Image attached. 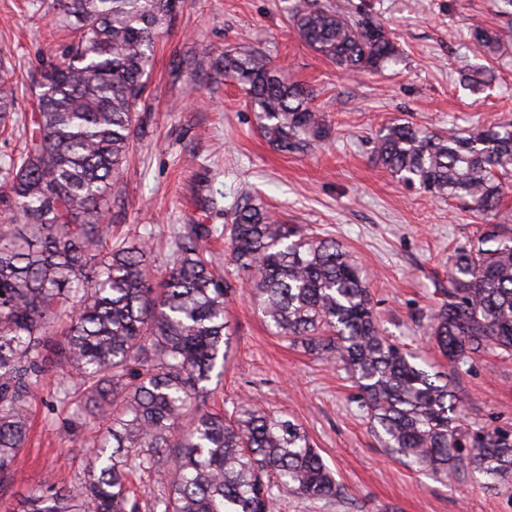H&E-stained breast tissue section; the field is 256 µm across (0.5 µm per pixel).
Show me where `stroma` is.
<instances>
[{
    "label": "stroma",
    "instance_id": "obj_1",
    "mask_svg": "<svg viewBox=\"0 0 512 512\" xmlns=\"http://www.w3.org/2000/svg\"><path fill=\"white\" fill-rule=\"evenodd\" d=\"M294 0H181L158 41L148 86L144 136L130 154L123 193L110 212L112 233H137L154 254L166 250L171 224H227L243 192L260 195L279 218L336 238L366 269L386 336L417 350L444 372L465 420L512 428V356L489 351L456 367L426 334L448 285L456 247L477 242L485 217L457 199L398 185L371 155L378 131L406 119L443 135L512 120V41L492 53L473 46L474 21L512 26L496 0H334L350 17L383 23L400 61L370 75L344 73L292 30ZM66 0H0V61L19 80L20 110L49 57L72 34L57 23ZM259 51L284 64L290 81L312 91L326 116L327 140L302 154L273 150L233 81L213 66L227 50ZM493 68L491 86L460 85L471 66ZM236 292L227 303L233 331L216 403L252 400L294 419L336 473L340 498L288 495L276 512H512V488L473 468L445 480L383 448L342 364H329L281 340L254 313L223 242L209 245ZM31 441L18 456L17 479L0 493V512L45 479L77 483L88 447L75 440L69 414L44 386L31 402Z\"/></svg>",
    "mask_w": 512,
    "mask_h": 512
}]
</instances>
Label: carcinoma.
Segmentation results:
<instances>
[{
  "mask_svg": "<svg viewBox=\"0 0 512 512\" xmlns=\"http://www.w3.org/2000/svg\"><path fill=\"white\" fill-rule=\"evenodd\" d=\"M179 0H67L61 22L77 34L36 82L31 134L0 158V491L26 447L30 399L48 376L74 400V428L94 422L83 479L45 481L16 512H275L278 498L340 497L341 487L305 430L240 401L205 407L230 345L226 298L234 285L201 242L224 230L168 231L165 275L150 273L147 240L112 241L104 223L141 139L140 113L155 41ZM292 24L345 72H375L400 51L386 26L354 21L331 0H296ZM489 52L512 29L471 26ZM224 77L254 108L276 151L303 153L328 136L310 94L257 52H224ZM487 70L466 74L474 91ZM19 83L0 62V131L14 121ZM373 158L399 183L438 198L498 209L512 177V121L442 135L393 122ZM229 249L251 284L254 310L308 354L341 362L384 447L435 474L464 463L512 485V430L473 428L448 380L384 335L365 269L332 238L283 224L249 192L231 214ZM429 334L463 364L494 347L512 355V229L493 224L452 254ZM161 476L144 500L134 476Z\"/></svg>",
  "mask_w": 512,
  "mask_h": 512,
  "instance_id": "carcinoma-1",
  "label": "carcinoma"
}]
</instances>
